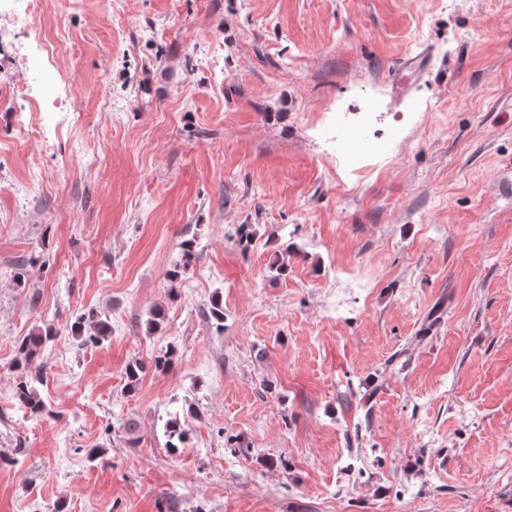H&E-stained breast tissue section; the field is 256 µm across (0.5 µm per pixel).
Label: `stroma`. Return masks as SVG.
<instances>
[{
    "instance_id": "35a3bbf8",
    "label": "stroma",
    "mask_w": 512,
    "mask_h": 512,
    "mask_svg": "<svg viewBox=\"0 0 512 512\" xmlns=\"http://www.w3.org/2000/svg\"><path fill=\"white\" fill-rule=\"evenodd\" d=\"M31 22L26 57L0 33V512H512V0H41ZM82 313L102 343L68 336ZM48 324L27 421L13 364ZM167 441L165 448L178 452L179 448H185L188 442V433L180 419V416L170 418L164 425Z\"/></svg>"
}]
</instances>
